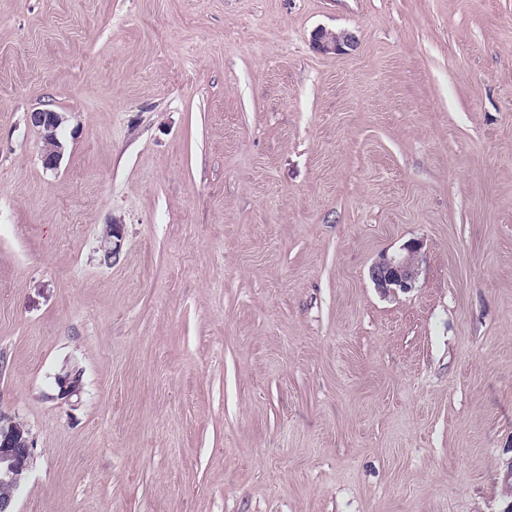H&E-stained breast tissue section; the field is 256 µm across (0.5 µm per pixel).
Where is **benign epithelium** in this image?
I'll list each match as a JSON object with an SVG mask.
<instances>
[{
  "instance_id": "obj_1",
  "label": "benign epithelium",
  "mask_w": 512,
  "mask_h": 512,
  "mask_svg": "<svg viewBox=\"0 0 512 512\" xmlns=\"http://www.w3.org/2000/svg\"><path fill=\"white\" fill-rule=\"evenodd\" d=\"M355 36L348 32L335 33L319 28L312 35L313 47L322 53H344L352 48ZM30 124L37 128L45 146L42 163L49 170L58 168L63 157L58 130L64 123L63 116L50 109L30 113ZM111 234L103 238L104 255L115 256L122 247V233L117 224L111 225ZM422 244L411 241L403 251L389 255L382 253L369 270L370 278L384 296L407 294L416 288L419 277ZM58 397L69 399L82 390V377L72 371H64L56 378ZM33 457L30 436L24 434L15 418L0 413V512H15V494L29 471Z\"/></svg>"
}]
</instances>
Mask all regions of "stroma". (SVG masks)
Returning a JSON list of instances; mask_svg holds the SVG:
<instances>
[{
	"label": "stroma",
	"mask_w": 512,
	"mask_h": 512,
	"mask_svg": "<svg viewBox=\"0 0 512 512\" xmlns=\"http://www.w3.org/2000/svg\"><path fill=\"white\" fill-rule=\"evenodd\" d=\"M0 411L17 512H501L512 0H0ZM355 36L348 32L335 33L326 28H319L312 35L313 47L322 53H344L352 48ZM29 121L38 129L46 145L42 148L43 166L49 170L57 169L63 157V145L58 138V130L64 123L63 116L50 109H39L30 113ZM422 244L411 241L403 251L389 255L382 253L369 270L370 278L384 296H398L410 293L417 284ZM56 384L58 387V397L60 399H70L81 393L82 377L79 373L63 371L58 374ZM15 418L0 413V512L15 511V494L29 471L33 444Z\"/></svg>",
	"instance_id": "35a3bbf8"
}]
</instances>
